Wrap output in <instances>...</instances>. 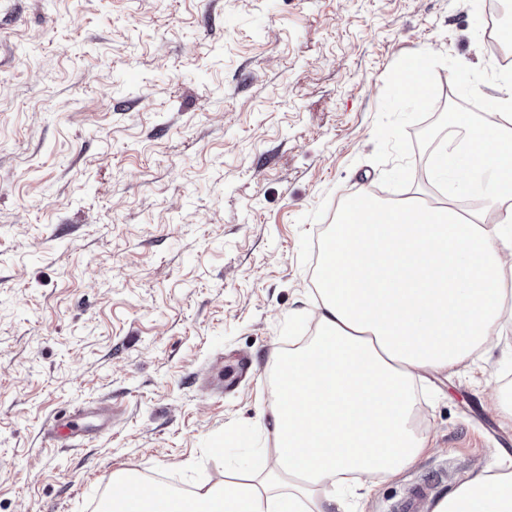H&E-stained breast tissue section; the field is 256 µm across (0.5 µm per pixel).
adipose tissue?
<instances>
[{"mask_svg": "<svg viewBox=\"0 0 512 512\" xmlns=\"http://www.w3.org/2000/svg\"><path fill=\"white\" fill-rule=\"evenodd\" d=\"M465 146L438 148L444 205L350 199L326 240L318 335L289 352L272 410L269 486L228 482L194 492L154 488L132 500L112 481V512H329L344 475L364 488L413 464L418 372L491 354L512 334V71L486 118L459 114ZM479 200L473 214L457 202ZM433 512H512V471L477 475Z\"/></svg>", "mask_w": 512, "mask_h": 512, "instance_id": "1", "label": "adipose tissue"}]
</instances>
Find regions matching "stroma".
Instances as JSON below:
<instances>
[{
	"label": "stroma",
	"instance_id": "stroma-1",
	"mask_svg": "<svg viewBox=\"0 0 512 512\" xmlns=\"http://www.w3.org/2000/svg\"><path fill=\"white\" fill-rule=\"evenodd\" d=\"M500 36L475 0H0V512H97L128 470L262 483L329 225L363 193L442 204L423 157L459 131L435 108L481 120ZM414 389L426 450L342 512L512 471V335ZM99 400L109 427L53 444ZM417 56L419 57L417 62L415 56L407 57L401 62V88L415 102H425L428 97L419 85L417 68L421 69L423 66H426V56L421 54Z\"/></svg>",
	"mask_w": 512,
	"mask_h": 512
}]
</instances>
